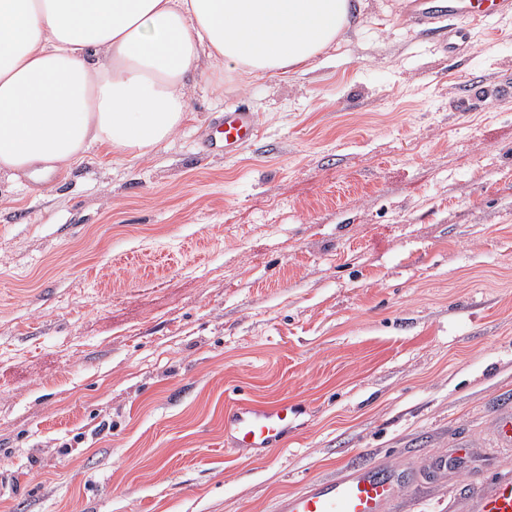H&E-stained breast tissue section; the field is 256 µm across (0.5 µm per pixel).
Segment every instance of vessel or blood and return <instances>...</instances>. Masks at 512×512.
<instances>
[{
	"label": "vessel or blood",
	"mask_w": 512,
	"mask_h": 512,
	"mask_svg": "<svg viewBox=\"0 0 512 512\" xmlns=\"http://www.w3.org/2000/svg\"><path fill=\"white\" fill-rule=\"evenodd\" d=\"M439 11L482 25L512 13V0H440ZM224 149L256 140L260 126L243 109L224 113L211 123ZM306 406L285 398L271 403L235 397L224 406V444L259 454L281 448L298 428ZM407 477L385 468H354L333 479L308 478L300 491L280 498L274 512H392ZM467 512H512V475L500 474L474 489Z\"/></svg>",
	"instance_id": "vessel-or-blood-1"
}]
</instances>
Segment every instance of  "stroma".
I'll list each match as a JSON object with an SVG mask.
<instances>
[{
    "label": "stroma",
    "instance_id": "1",
    "mask_svg": "<svg viewBox=\"0 0 512 512\" xmlns=\"http://www.w3.org/2000/svg\"><path fill=\"white\" fill-rule=\"evenodd\" d=\"M306 70L241 83L207 62L172 140L93 152L48 197L0 179V512H273L360 465L464 469L394 512L462 508L512 472V16L451 56L402 0ZM469 111H450L464 92ZM261 138L203 155L219 113ZM307 412L263 458L224 403Z\"/></svg>",
    "mask_w": 512,
    "mask_h": 512
}]
</instances>
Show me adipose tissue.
I'll use <instances>...</instances> for the list:
<instances>
[{
	"label": "adipose tissue",
	"mask_w": 512,
	"mask_h": 512,
	"mask_svg": "<svg viewBox=\"0 0 512 512\" xmlns=\"http://www.w3.org/2000/svg\"><path fill=\"white\" fill-rule=\"evenodd\" d=\"M355 0H0V173L39 182L103 149L126 160L187 117L200 59L249 79L311 65Z\"/></svg>",
	"instance_id": "adipose-tissue-1"
}]
</instances>
